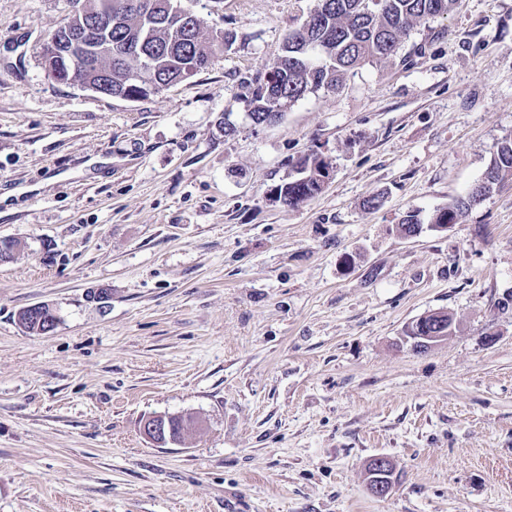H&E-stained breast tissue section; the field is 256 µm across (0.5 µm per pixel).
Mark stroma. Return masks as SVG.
<instances>
[{"label": "stroma", "mask_w": 512, "mask_h": 512, "mask_svg": "<svg viewBox=\"0 0 512 512\" xmlns=\"http://www.w3.org/2000/svg\"><path fill=\"white\" fill-rule=\"evenodd\" d=\"M181 4L232 45L129 101L46 69L70 0H0V512H512V178L430 222L512 136V0H461L268 126L241 82L314 0ZM311 154L322 193L273 200ZM36 304L52 332L19 323ZM434 311L451 335L414 350ZM156 413L197 426L159 447ZM170 415L154 414L146 417L141 424L142 433L156 445L179 443L173 440L169 431Z\"/></svg>", "instance_id": "obj_1"}]
</instances>
